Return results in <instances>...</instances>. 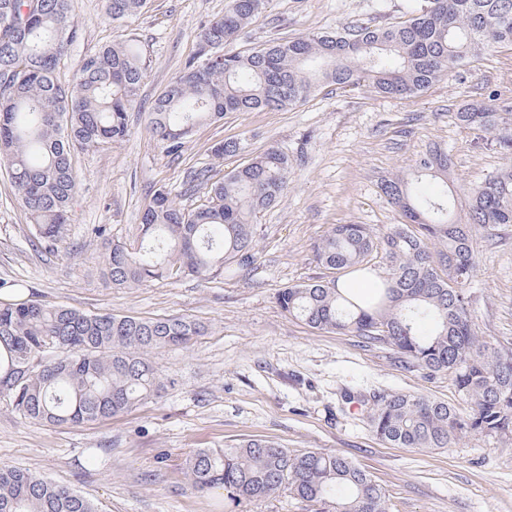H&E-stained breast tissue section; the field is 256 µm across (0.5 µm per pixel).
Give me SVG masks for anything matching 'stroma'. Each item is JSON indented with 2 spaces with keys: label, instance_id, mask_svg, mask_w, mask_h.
I'll use <instances>...</instances> for the list:
<instances>
[{
  "label": "stroma",
  "instance_id": "35a3bbf8",
  "mask_svg": "<svg viewBox=\"0 0 512 512\" xmlns=\"http://www.w3.org/2000/svg\"><path fill=\"white\" fill-rule=\"evenodd\" d=\"M226 5L151 0L128 21L149 56L140 102L128 113L131 132L121 143L76 156L79 189L57 251L35 250L26 215L0 174V281L52 305L143 318L184 315L205 322L208 332L188 347L155 352L164 390L121 417L59 427L21 419L0 402V463L77 490L100 512H306L286 493L234 503L222 489L190 488L186 464L197 450L266 437L292 450L350 457L382 487L388 512H512V434L468 433L453 447L421 451L383 444L367 424L359 398L375 393L424 394L468 413L451 376L402 369L389 344L311 330L276 302L281 288L330 278L314 247L333 225L381 230L400 223L381 184L408 173L429 146L447 147L452 204L466 217L471 191L503 160L495 141L459 125L456 114L481 104L512 120V49L483 51L409 99L327 86L290 109L230 112L197 128L180 156H168L150 131L149 107L195 54L204 21ZM73 16L83 37L64 58L67 79L85 54L126 28L106 18L103 0H74ZM405 18V0H268L236 46ZM226 139L246 140L252 154L275 146L293 160L281 202L256 219L251 270L233 280L112 287L101 273L105 242L136 237L157 187L177 193L190 170L208 166L221 176L237 166L238 158L211 153ZM98 226L104 237L95 235ZM474 250L477 268L466 286L473 327L512 348V224L478 230Z\"/></svg>",
  "mask_w": 512,
  "mask_h": 512
}]
</instances>
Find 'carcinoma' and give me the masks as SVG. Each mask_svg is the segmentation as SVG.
I'll list each match as a JSON object with an SVG mask.
<instances>
[{
  "label": "carcinoma",
  "mask_w": 512,
  "mask_h": 512,
  "mask_svg": "<svg viewBox=\"0 0 512 512\" xmlns=\"http://www.w3.org/2000/svg\"><path fill=\"white\" fill-rule=\"evenodd\" d=\"M149 0H104L106 18L119 25L147 9ZM265 0H229L208 20L198 51L154 100L150 127L170 156L182 153L196 128L228 112L297 106L325 85L361 87L407 99L483 50L512 47V0H407L409 18L387 27L357 26L301 34L247 51L234 48ZM82 37L73 0H0V170L5 171L31 224L34 240L53 252L62 242L77 191L73 156L79 149L122 142L128 112L139 102L148 69L145 45L130 31L84 55L64 83L60 69L69 46ZM459 124L489 134L503 166L470 197L467 220L448 200V151L435 144L409 173L383 192L404 218L378 234L367 224H336L315 245L328 270L370 277L373 252L382 251L386 275L364 297L338 279L292 284L276 301L309 328L389 343L408 370L447 374L470 405L394 393L372 400L368 421L383 442L399 448H449L468 432H512V349L472 330L465 286L476 268L474 235L492 224H512V122L482 105L456 114ZM238 139L212 147L217 158L237 156ZM293 162L271 147L214 179L212 169L189 172L182 193L202 203L178 204L165 186L155 189L132 243L114 242L102 254L114 288L193 276H233L256 260L255 220L277 205ZM431 180L441 182L436 193ZM0 401L19 417L73 427L131 410L164 389L151 354L186 346L205 325L186 316L143 319L87 313L15 293L0 282ZM197 492L224 489L230 500L263 501L282 492L309 512H387L386 496L370 475L336 452H294L278 442L246 439L231 448H201L187 463ZM0 512H99L74 489L27 470L0 464Z\"/></svg>",
  "instance_id": "obj_1"
}]
</instances>
